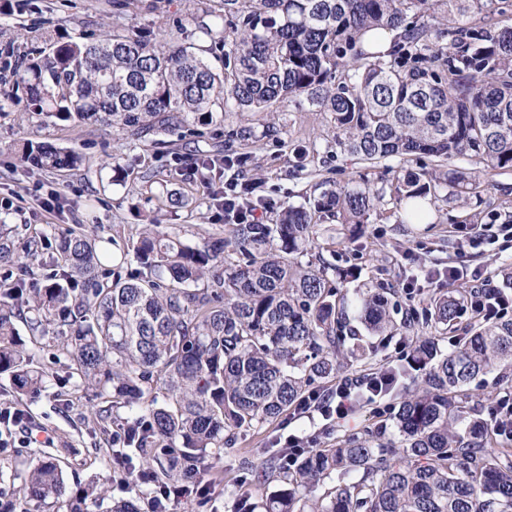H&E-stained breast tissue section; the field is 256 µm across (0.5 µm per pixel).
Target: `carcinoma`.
I'll list each match as a JSON object with an SVG mask.
<instances>
[{
    "mask_svg": "<svg viewBox=\"0 0 512 512\" xmlns=\"http://www.w3.org/2000/svg\"><path fill=\"white\" fill-rule=\"evenodd\" d=\"M438 8L451 26L429 22ZM484 10L504 14L512 0H207L190 42L117 26L94 41L50 35L45 49L5 65L37 111L138 138L158 129L185 137L229 113L303 100L331 114L336 144L361 161L436 159L438 168L407 169L395 186L406 221L418 223L416 200L441 189L478 198L488 177L512 170V25L468 20ZM374 29L394 33L387 51L364 48ZM464 155L483 169L452 166ZM20 160L52 171L83 164L75 151L33 140ZM383 199L370 187L328 189L312 208L287 204L269 224L236 218L227 235L192 243L150 217L131 243L130 270L85 224L33 237L22 255L0 224V374L34 402L49 372L32 349L65 356L76 385L99 400L89 416L113 424V473L134 480L136 458L159 485L193 486L240 433L340 378L346 344L373 354L346 310L358 306L380 336L388 297L368 289L350 301L340 285L356 269L309 250L318 221L334 218L353 237ZM43 251L34 277L23 256ZM467 299L478 314L471 334L446 351L444 337L420 336L389 372L383 396L418 379L389 420L297 457L256 449L269 491L244 496L235 512H512V437L470 406L477 379L512 384V317L484 316L482 293L471 291L430 299L425 318L449 327ZM22 492L25 512L62 498L66 512H87V502L106 499L96 484L66 494L61 460L49 453L25 473Z\"/></svg>",
    "mask_w": 512,
    "mask_h": 512,
    "instance_id": "cac0c4a2",
    "label": "carcinoma"
}]
</instances>
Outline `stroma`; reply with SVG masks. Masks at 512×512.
Returning a JSON list of instances; mask_svg holds the SVG:
<instances>
[{
	"instance_id": "35a3bbf8",
	"label": "stroma",
	"mask_w": 512,
	"mask_h": 512,
	"mask_svg": "<svg viewBox=\"0 0 512 512\" xmlns=\"http://www.w3.org/2000/svg\"><path fill=\"white\" fill-rule=\"evenodd\" d=\"M153 9H130L116 15L112 0H0V60L37 48L41 34H64L78 40L87 35L109 34L115 23L152 32L164 38L178 29H192L199 0H153ZM273 125V136H263L266 125ZM252 127L254 141L236 143L238 152L248 156L245 176L257 184L255 195L269 208L261 215L270 222L273 212L286 203L296 205L317 199L336 185H369L385 192L377 209L371 212L360 234L348 239L337 221L324 220L316 247L326 261L358 268L357 278L347 280L342 289L356 298L367 288L395 290L398 309L391 315L399 328L395 335L377 345L370 358L354 362L350 375L361 369L397 366L418 336L435 335L425 320L411 322L402 330L408 308H424L429 289L413 288L419 268L443 269L460 266L501 285V269L512 267V230L502 222H483L482 242L467 245L462 216L480 210L486 213L512 209V171L493 175L480 200L451 199L431 201L429 217L422 224L404 222L393 192L406 164L390 158L365 165L336 145V130L325 112L311 111L295 101L278 105L275 112L230 114L223 123L201 128L188 137L161 131L135 138L118 127L85 125L69 128L46 115L18 114L16 107L0 110V222L9 224L15 238L41 230L54 237L78 224L90 225L103 240L113 239L118 249H126L135 237L144 215L157 213L170 231L187 241L200 233L222 234L224 211L213 199L223 187L222 169L192 172L177 168L179 158L197 154L220 156L232 130ZM27 140L49 142L79 152L83 165L74 171H38L22 164L19 147ZM308 151L313 157L306 167H297L295 155ZM125 170L122 182L112 180L113 164ZM182 196L179 206L169 205L168 195ZM96 399L91 390L76 388L69 380L67 361L52 365L45 394L31 404L30 428L51 438L52 454L63 456L68 490L89 482L107 483L113 498L137 497L140 512L150 510L148 487H131L114 480L111 465L104 459L112 453L103 433L91 421L88 410ZM386 397L376 403L358 406L356 412L332 428L322 419H293L285 416L247 432L238 440L239 448H265L292 433L321 432L322 444H329L362 433L374 426L375 409L394 406ZM24 430L14 429L10 441L0 446V499L11 500L22 476L41 454L39 448L24 446ZM205 479L211 487L206 503L189 498L175 505L174 512H234L244 493L259 494L258 483H245L237 466L223 462L208 469Z\"/></svg>"
}]
</instances>
